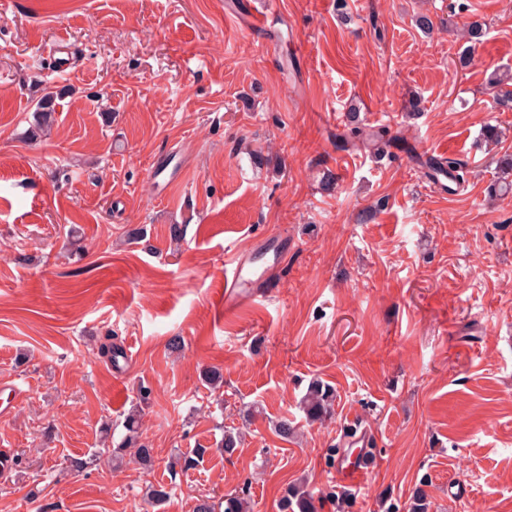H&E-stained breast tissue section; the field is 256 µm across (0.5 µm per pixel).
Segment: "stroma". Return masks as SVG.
<instances>
[{
  "mask_svg": "<svg viewBox=\"0 0 512 512\" xmlns=\"http://www.w3.org/2000/svg\"><path fill=\"white\" fill-rule=\"evenodd\" d=\"M246 2L0 14V385L19 388L0 416L16 463L0 512H192L245 483L252 512H279L289 485H344L324 455L347 429L376 451L352 512H383L385 495L404 510L420 487L433 512H512V194L494 192L512 101L487 84L512 70V0H275L259 29L235 21ZM352 112L386 129L382 150L349 137ZM429 153L461 163L464 191L429 182ZM161 154L183 164L162 194ZM281 232L279 288L225 316L232 256ZM107 336L129 351L112 365L93 355ZM315 380L335 413L310 425L297 402ZM142 385L151 471L73 467L104 424L123 435ZM284 417L295 438L277 435ZM228 430L243 434L230 455ZM158 482L173 487L160 506ZM58 97L57 93L49 91L37 104V112H35V133L44 131L52 125L55 113V101Z\"/></svg>",
  "mask_w": 512,
  "mask_h": 512,
  "instance_id": "obj_1",
  "label": "stroma"
}]
</instances>
